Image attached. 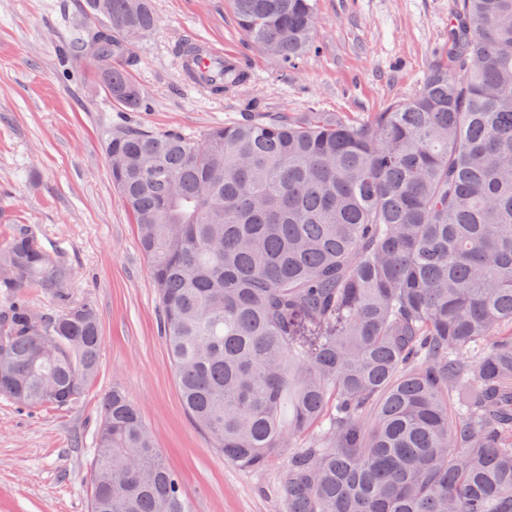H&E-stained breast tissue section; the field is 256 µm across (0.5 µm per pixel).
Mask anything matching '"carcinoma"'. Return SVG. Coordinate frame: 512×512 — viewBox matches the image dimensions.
<instances>
[{"instance_id":"1","label":"carcinoma","mask_w":512,"mask_h":512,"mask_svg":"<svg viewBox=\"0 0 512 512\" xmlns=\"http://www.w3.org/2000/svg\"><path fill=\"white\" fill-rule=\"evenodd\" d=\"M84 8L107 22L78 36L85 64L137 110L150 0ZM232 8L285 67L314 47L317 0ZM105 149L183 407L225 461L278 464L285 512H512V0H451L418 90L378 112L124 128ZM69 277L27 232L0 245V394L27 409L72 407L99 367ZM93 469L91 512H191L119 386Z\"/></svg>"}]
</instances>
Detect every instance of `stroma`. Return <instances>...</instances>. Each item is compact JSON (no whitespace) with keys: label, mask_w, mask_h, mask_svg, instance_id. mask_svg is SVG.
I'll return each instance as SVG.
<instances>
[{"label":"stroma","mask_w":512,"mask_h":512,"mask_svg":"<svg viewBox=\"0 0 512 512\" xmlns=\"http://www.w3.org/2000/svg\"><path fill=\"white\" fill-rule=\"evenodd\" d=\"M84 0H0V244L28 228L91 299L103 336L96 377L68 410L0 395V512H89L104 396L124 387L193 512H284L275 468L225 461L185 414L160 328L161 305L138 230L113 186L104 139L136 127L200 137L245 112H373L409 98L448 32L449 0H317L316 53L281 71L238 28L229 0H152L160 24L138 41L127 111L72 63ZM223 45L250 80L215 97L183 78L185 38Z\"/></svg>","instance_id":"1"}]
</instances>
